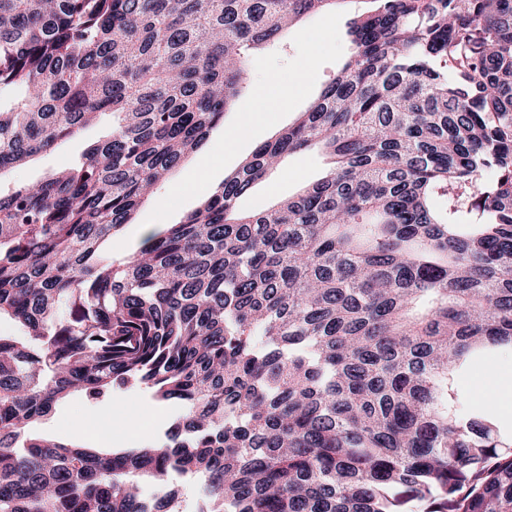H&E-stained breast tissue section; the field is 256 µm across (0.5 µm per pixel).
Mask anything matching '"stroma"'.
<instances>
[{
	"mask_svg": "<svg viewBox=\"0 0 512 512\" xmlns=\"http://www.w3.org/2000/svg\"><path fill=\"white\" fill-rule=\"evenodd\" d=\"M366 0H345L336 13L310 17L297 28L285 34L281 44L257 50L251 64V82L246 99L237 107L226 111L224 124L214 129L199 152L181 164L156 192L138 210L132 223L124 225L119 234L104 247L106 255L119 259L132 253L141 241V229L151 224H176L193 211L210 187L220 184L235 170L259 143L273 137L282 127L291 123L298 112L304 111L333 78L348 55L351 45L347 35L351 19L366 10ZM278 91L288 104L273 118H256L260 98L267 91ZM109 130L101 123L84 129L78 136L62 142L53 151L36 156L26 165L9 170L0 177V183L9 187L23 186L43 180L56 170L76 164L82 155ZM233 135L237 140L233 152H225L224 137ZM207 154L223 155L222 164L211 171L208 180L198 182L194 192L179 193L178 188L195 172L202 157ZM324 162L318 151H307L290 158L286 169L273 173L266 181L256 185L241 199L243 209L261 212L275 197L294 193L305 182L319 178ZM512 372V352L492 350L473 361L459 379V387L470 406L488 408L482 393L480 374L497 375ZM173 411L167 405L152 399L150 393L136 388H114L111 395L89 401L73 397L60 403L55 412L38 421L34 433L60 442L70 440L76 425H92L108 421L112 433L103 437L104 448H130L137 443L159 441L170 424ZM139 420L136 430L125 427L128 420Z\"/></svg>",
	"mask_w": 512,
	"mask_h": 512,
	"instance_id": "obj_1",
	"label": "stroma"
}]
</instances>
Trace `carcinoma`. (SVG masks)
<instances>
[{
  "label": "carcinoma",
  "instance_id": "1",
  "mask_svg": "<svg viewBox=\"0 0 512 512\" xmlns=\"http://www.w3.org/2000/svg\"><path fill=\"white\" fill-rule=\"evenodd\" d=\"M342 0H0V512H512V439L457 381L512 348V0H371L319 99L179 224L104 244L247 96L253 50ZM329 159L261 213L291 155ZM494 172L491 179L485 173ZM150 390L166 440L29 433ZM109 126H89L78 136L62 142L53 151L41 153L26 165L11 169L2 177L5 187H17L43 180L56 170L78 163L82 155L107 134ZM172 482L184 494L183 497L186 499V510L189 512H196L202 506V493H201V482L199 479L186 480L179 476H173Z\"/></svg>",
  "mask_w": 512,
  "mask_h": 512
}]
</instances>
